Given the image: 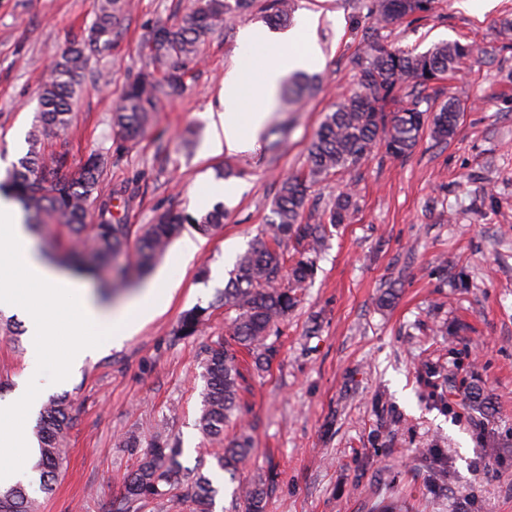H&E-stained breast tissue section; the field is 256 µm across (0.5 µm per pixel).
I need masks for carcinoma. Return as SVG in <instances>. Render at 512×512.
I'll return each mask as SVG.
<instances>
[{"label": "carcinoma", "mask_w": 512, "mask_h": 512, "mask_svg": "<svg viewBox=\"0 0 512 512\" xmlns=\"http://www.w3.org/2000/svg\"><path fill=\"white\" fill-rule=\"evenodd\" d=\"M432 0H365L357 16L363 52L355 57L356 89L330 111L308 146V179L286 175L272 203L268 229L256 235L240 254L224 287V304L237 311L227 334L203 350L201 413L197 425L206 436L219 438L224 426L241 411L243 374L237 356L245 350L256 369L275 360L278 349L270 337L299 301V292L316 274L327 226L345 223L355 206L356 195L342 192L322 212L308 208L307 181L338 174L372 155L379 148L393 159L410 154L418 144L425 124L438 143L454 135L461 112L453 101L432 113L420 109L428 99L420 96L429 83L452 74L473 53L468 43L442 41L424 52L388 45L384 32L408 16L431 9ZM253 0H194L191 12L177 24L162 25L144 35L153 71L138 76L124 91L112 114L113 145L122 150L151 126L158 100L174 97L184 89L183 69L199 55L202 36L221 29L228 20L245 16ZM127 0H98L96 20L87 41L74 43L57 60L44 83L38 101V125L29 134V149L0 181V192L17 203L25 224L41 237L44 255L69 265L77 275L97 271L123 254L128 227L112 222V191H103L102 168L90 158L77 172H70L69 154H45L42 137L66 136L72 122L71 104L88 65L87 50H100L112 43V34ZM291 0H271L266 23L273 27L289 22ZM313 88L312 80L297 75L288 83L284 101L299 103ZM407 98L406 106L394 111L388 105ZM224 208L218 206L197 218L168 212L149 225L136 243L135 268L144 272L167 248L183 224L196 225L207 234L224 223ZM294 240L305 257L285 268L280 247ZM207 309L196 307L180 319L177 335L192 336L205 321ZM72 423L70 405L52 399L42 409L35 431L39 457L33 471L39 474V489L47 493L62 465L60 444ZM250 442L245 434L225 444L217 466L230 480L240 478L248 460ZM182 450L157 434L149 451L125 485L117 512H140L149 500H166L183 512H212L218 489L210 477L183 466ZM274 480L248 482L240 489L242 512H264L267 484ZM30 484L18 482L0 489V512H36L37 499Z\"/></svg>", "instance_id": "cac0c4a2"}]
</instances>
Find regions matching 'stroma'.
Segmentation results:
<instances>
[{
    "label": "stroma",
    "mask_w": 512,
    "mask_h": 512,
    "mask_svg": "<svg viewBox=\"0 0 512 512\" xmlns=\"http://www.w3.org/2000/svg\"><path fill=\"white\" fill-rule=\"evenodd\" d=\"M267 3L256 0V14L203 39L186 91L161 100L151 127L120 152L112 108L147 61L142 35L184 17L193 0H133L111 46L90 56L73 105L71 166L102 155L116 221L136 232L171 210L201 216L219 201L197 204V192L228 170L246 190L227 206L222 229L185 225L157 260L179 286L137 334L104 345L61 383L43 364L40 386L47 398H67L73 423L39 512H114L159 431L179 441L183 465L213 479V512H238V486L215 456L242 431L252 438L243 479L276 475L266 512H372L389 501L403 512H512V40L496 36L512 20V0L487 12L467 0H434L430 12L388 28L389 42L403 49L473 44L460 72L425 91L438 102L459 100L457 131L440 144L422 137L401 159L373 154L311 188L310 205L322 209L354 184L357 210L328 234L313 283L279 326L268 371L243 363L244 408L224 440L196 427L203 347L235 314L223 302L225 280L212 271L265 227L280 176L306 170V147L324 115L355 86L356 0H294L296 11L321 15L313 69L320 90L293 107L277 102L254 150L208 153L209 114L239 51V28L259 22ZM96 11L97 0H0L1 162L26 153L49 67L87 33ZM276 140L280 149L270 151ZM187 238L199 251L183 267L175 258ZM389 290L393 303L380 306ZM196 307L209 314L200 332L176 335ZM314 316L321 329L312 336ZM29 361L25 326L0 328V400L12 397ZM469 382L490 408L465 399ZM130 436L138 447H124Z\"/></svg>",
    "instance_id": "35a3bbf8"
}]
</instances>
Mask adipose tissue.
Instances as JSON below:
<instances>
[{"mask_svg":"<svg viewBox=\"0 0 512 512\" xmlns=\"http://www.w3.org/2000/svg\"><path fill=\"white\" fill-rule=\"evenodd\" d=\"M316 25V16L305 12L283 31L260 25L241 29V50L224 74L220 108L211 122V153L253 148L283 81L320 57L312 36ZM174 289L173 279L163 272L139 294L112 308L84 281L45 260L14 207L0 199V310L24 313L30 359L37 363L56 358V378L66 379L104 342L117 346L134 335L160 312ZM39 402L37 389L29 387L0 404V486L21 480L28 469L35 446L29 415Z\"/></svg>","mask_w":512,"mask_h":512,"instance_id":"obj_1","label":"adipose tissue"}]
</instances>
